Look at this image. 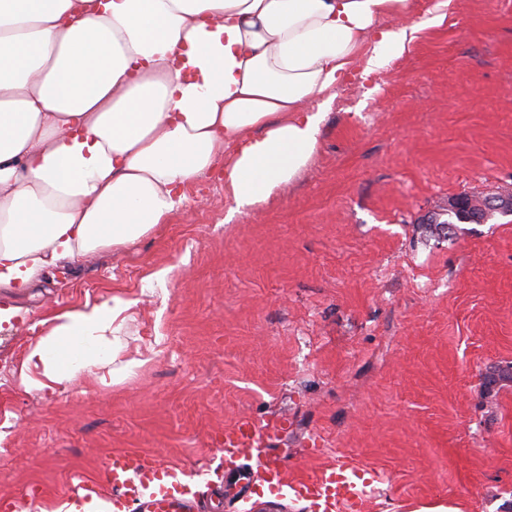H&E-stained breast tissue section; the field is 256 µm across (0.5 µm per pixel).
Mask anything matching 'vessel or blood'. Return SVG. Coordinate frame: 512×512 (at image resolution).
I'll return each mask as SVG.
<instances>
[{
	"label": "vessel or blood",
	"mask_w": 512,
	"mask_h": 512,
	"mask_svg": "<svg viewBox=\"0 0 512 512\" xmlns=\"http://www.w3.org/2000/svg\"><path fill=\"white\" fill-rule=\"evenodd\" d=\"M283 426L280 420L265 425L243 416L216 437L225 470L239 476L242 500L257 506L266 498L290 499L307 502L311 512H365L378 472L340 455L316 471L289 474L281 459L265 451ZM252 455L258 466L250 472L241 461ZM206 480V471L188 472L148 459L139 449L123 448L104 457L96 478L73 486L67 505L74 512H94L105 498L112 512H205L201 486Z\"/></svg>",
	"instance_id": "obj_1"
}]
</instances>
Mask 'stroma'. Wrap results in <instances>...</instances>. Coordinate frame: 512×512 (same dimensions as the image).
<instances>
[{"instance_id": "1", "label": "stroma", "mask_w": 512, "mask_h": 512, "mask_svg": "<svg viewBox=\"0 0 512 512\" xmlns=\"http://www.w3.org/2000/svg\"><path fill=\"white\" fill-rule=\"evenodd\" d=\"M412 19L404 52L354 66L269 203L230 214L213 171L137 243L0 289L21 309L0 332V499L35 485L55 512L136 448L207 470L212 512H246L210 437L285 413L290 472L342 454L381 474L368 512H512V216L434 222L449 197L512 188V0H413ZM114 297L111 359L22 385L57 313Z\"/></svg>"}]
</instances>
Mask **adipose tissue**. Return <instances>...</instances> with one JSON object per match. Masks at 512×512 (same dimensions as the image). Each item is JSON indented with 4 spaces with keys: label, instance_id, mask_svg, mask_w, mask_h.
<instances>
[{
    "label": "adipose tissue",
    "instance_id": "1",
    "mask_svg": "<svg viewBox=\"0 0 512 512\" xmlns=\"http://www.w3.org/2000/svg\"><path fill=\"white\" fill-rule=\"evenodd\" d=\"M411 0H0V288L137 242L216 164L234 212L310 163L358 59L413 40ZM120 298L55 315L45 383L111 353Z\"/></svg>",
    "mask_w": 512,
    "mask_h": 512
}]
</instances>
